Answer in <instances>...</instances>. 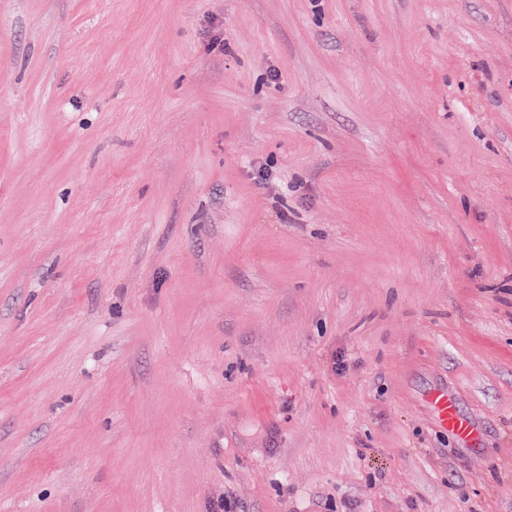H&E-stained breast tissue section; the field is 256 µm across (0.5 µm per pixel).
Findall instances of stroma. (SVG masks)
<instances>
[{
    "label": "stroma",
    "mask_w": 512,
    "mask_h": 512,
    "mask_svg": "<svg viewBox=\"0 0 512 512\" xmlns=\"http://www.w3.org/2000/svg\"><path fill=\"white\" fill-rule=\"evenodd\" d=\"M223 501L512 512V0H0V512ZM432 403L439 422L451 428L460 437L470 439L473 432L467 421L462 419L456 412L454 402L445 393H436L432 396Z\"/></svg>",
    "instance_id": "obj_1"
}]
</instances>
